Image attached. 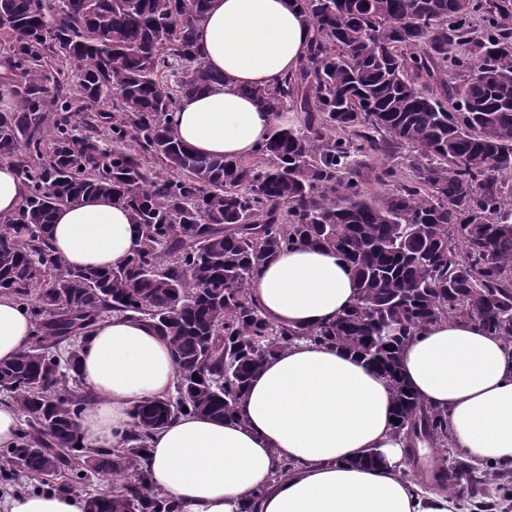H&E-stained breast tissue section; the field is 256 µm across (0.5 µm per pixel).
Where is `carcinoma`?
<instances>
[{
	"instance_id": "carcinoma-1",
	"label": "carcinoma",
	"mask_w": 512,
	"mask_h": 512,
	"mask_svg": "<svg viewBox=\"0 0 512 512\" xmlns=\"http://www.w3.org/2000/svg\"><path fill=\"white\" fill-rule=\"evenodd\" d=\"M209 0H0V47L16 109L0 112V159L28 184L0 218V292L27 307L34 344L0 363V394L28 430L0 448L44 486L117 479L86 512H180L148 486L149 435L184 410L235 414L265 361L296 340L333 344L390 379L407 453L448 452V418L400 375V351L443 317L512 343V0H302L310 56L246 93L280 117L247 160L192 153L172 132L183 97L224 81L194 50ZM107 96L112 109L83 116ZM405 151L406 173L375 169ZM385 186L366 190L369 174ZM124 205L139 248L109 269L67 266L50 246L58 210L84 197ZM295 246L333 250L356 277L336 319L286 329L249 288ZM110 314L142 316L170 343L175 395L135 413L133 445L80 446L92 400L79 348ZM472 467L434 471L449 488Z\"/></svg>"
}]
</instances>
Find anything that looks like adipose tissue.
Listing matches in <instances>:
<instances>
[{"label":"adipose tissue","instance_id":"adipose-tissue-1","mask_svg":"<svg viewBox=\"0 0 512 512\" xmlns=\"http://www.w3.org/2000/svg\"><path fill=\"white\" fill-rule=\"evenodd\" d=\"M314 26L297 0H210L196 28L197 54L224 81L182 98L173 132L192 152L251 158L278 118L247 88L272 87L308 56ZM50 244L66 264L107 269L137 249L125 207L91 197L62 208ZM272 324L297 329L332 321L357 299L348 262L297 246L278 254L251 283ZM25 309L0 294V362L28 349ZM402 377L429 408L448 415L451 444L473 463L512 462V346L466 319H441L407 342ZM79 375L94 394L78 420L87 448L127 446L134 414L173 394L169 344L142 318L112 315L81 346ZM391 381L333 345L297 341L250 381L236 418L179 414L153 432L149 482L181 512H457L455 501L404 476ZM377 461L362 465L369 453ZM292 469L282 478L275 470ZM72 493L0 499V512H85Z\"/></svg>","mask_w":512,"mask_h":512}]
</instances>
